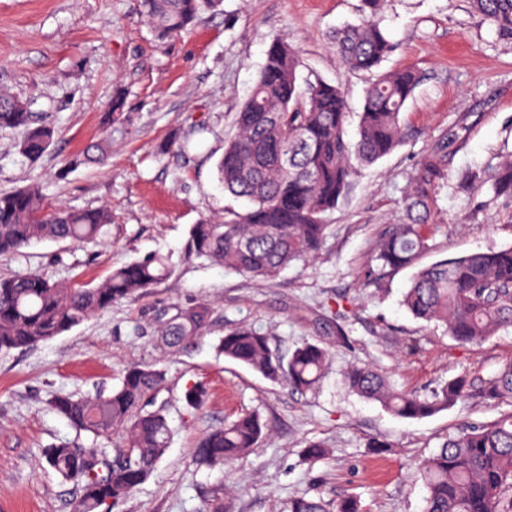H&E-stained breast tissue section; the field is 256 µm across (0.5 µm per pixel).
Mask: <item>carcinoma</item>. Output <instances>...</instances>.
Segmentation results:
<instances>
[{
  "label": "carcinoma",
  "mask_w": 512,
  "mask_h": 512,
  "mask_svg": "<svg viewBox=\"0 0 512 512\" xmlns=\"http://www.w3.org/2000/svg\"><path fill=\"white\" fill-rule=\"evenodd\" d=\"M385 0H361L360 18L332 36L341 64L367 74L357 136L349 138L345 93L324 81L299 86V60L288 44L276 41L266 53L256 84L236 116V134L224 144L218 178L224 190L245 198L251 207L219 222L191 225L183 257L204 259L227 271L260 281L276 279L288 266L319 252L327 216L346 197L361 166L372 165L400 146L408 133L407 102L420 83L412 67L382 71L393 44L381 26ZM474 10L500 39L512 43V0H471ZM220 0H140L141 13L156 37L188 31ZM115 97L103 117V138L83 152L80 163L104 159L112 144V124L120 116ZM0 129L19 132L18 152L39 159L55 131L34 120L30 103L0 90ZM444 143L425 155L408 208L424 206L443 161ZM495 195L512 199V157L489 174ZM112 224L104 207L45 210L35 185L0 194V255L44 240L88 244L99 241ZM431 225L420 216L397 224L381 239L377 260L391 271L413 268L402 295L413 318L443 327L461 344L478 345L512 329V246L419 265L430 249ZM171 256L150 254L123 262L94 283L51 282L35 273L0 279V352L26 349L71 331L93 314L127 300L169 278ZM210 305L177 307L163 315L157 344L165 353L187 349L210 323ZM218 354L242 364L273 384L295 391L315 389L329 360V348L304 340L287 353L273 335L241 325L216 345ZM347 389L380 403L405 419H422L470 398L512 407V361L488 378L459 375L439 383L429 396L395 389L386 373L370 364H352L343 374ZM166 370L159 362L129 366L121 384L108 393L73 398L60 395L52 409L87 442L46 448V465L79 496L72 512H115L155 471L172 437L166 402ZM207 388L195 383L182 402L198 410ZM267 424L246 412L208 432L195 448L198 464L213 468L232 463L260 446ZM418 477L425 489L422 512H512V410L499 418L462 427L422 460ZM204 512H230L224 490L207 499ZM288 512H359L344 499L331 508L321 498H293Z\"/></svg>",
  "instance_id": "1"
}]
</instances>
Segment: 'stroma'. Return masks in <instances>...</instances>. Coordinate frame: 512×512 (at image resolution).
<instances>
[{"label":"stroma","instance_id":"1","mask_svg":"<svg viewBox=\"0 0 512 512\" xmlns=\"http://www.w3.org/2000/svg\"><path fill=\"white\" fill-rule=\"evenodd\" d=\"M359 9L360 0H223L190 31L160 41L140 0H0V89L29 101L56 131L48 151L30 161L17 150L18 132L0 129V192L34 184L46 209L112 210L98 245L32 244L0 257V278L96 280L127 260L180 255L192 224L244 211L246 201L219 185L217 163L273 40L297 52L302 76L344 90L348 129L356 131L369 78L341 65L329 36L358 21ZM382 26L395 45L384 68L411 66L421 76L406 108L411 134L361 170L329 215L313 260L265 283L201 259L182 262L168 280L70 332L0 353V512H71L75 490L46 469L42 450L75 432L49 402L111 391L135 363L157 360L167 372L172 438L122 512H201L218 488L231 491L233 512H288L297 495L351 497L363 512H422L419 463L463 423L506 413L466 400L402 419L343 382L359 361L385 371L394 387L426 395L442 380L485 378L512 360V330L470 345L414 319L401 304L410 270L383 272L375 259L381 237L408 222L418 162L445 132L452 139L426 205L432 233L423 264L512 246V202L483 184L490 167L512 156V45L469 0H386ZM118 93L123 116L108 157L70 169L68 160L100 137L102 113ZM175 135L187 141L185 153L166 150ZM202 301L212 311L205 334L161 354L157 315ZM242 324L267 329L285 352L305 339L326 343L331 355L318 388L274 385L216 355L218 337ZM196 382L209 400L189 410L181 397ZM251 411L269 426L260 447L221 469L199 466L198 440ZM375 437L390 451L369 448ZM311 442L324 443L327 454L307 459Z\"/></svg>","mask_w":512,"mask_h":512}]
</instances>
